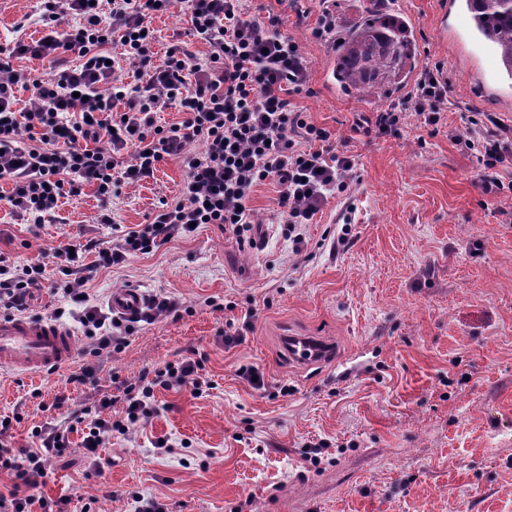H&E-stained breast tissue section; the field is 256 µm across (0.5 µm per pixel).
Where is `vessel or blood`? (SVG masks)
Instances as JSON below:
<instances>
[{
    "label": "vessel or blood",
    "mask_w": 512,
    "mask_h": 512,
    "mask_svg": "<svg viewBox=\"0 0 512 512\" xmlns=\"http://www.w3.org/2000/svg\"><path fill=\"white\" fill-rule=\"evenodd\" d=\"M143 298L140 290L128 288L113 292L109 305L113 313L129 317L141 308ZM288 353L293 361L309 365L330 357L332 351L323 342L293 337ZM75 356L74 332L66 324L46 318H0V370L40 375L68 365Z\"/></svg>",
    "instance_id": "vessel-or-blood-1"
}]
</instances>
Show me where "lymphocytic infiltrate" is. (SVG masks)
Returning a JSON list of instances; mask_svg holds the SVG:
<instances>
[{"mask_svg": "<svg viewBox=\"0 0 512 512\" xmlns=\"http://www.w3.org/2000/svg\"><path fill=\"white\" fill-rule=\"evenodd\" d=\"M180 3L191 26L190 39L208 45L198 55L188 41L166 51L154 64L153 17ZM45 30L36 40L18 36L0 46V180L8 182L12 214L30 224L56 220L62 200L93 187L100 202L98 223L112 221L111 203L123 184L154 178L169 160L181 163L180 195L161 201L145 224L122 230L112 246L94 239L54 252L65 281L63 295L75 306V319L91 356L121 353L139 323L181 318L189 307L155 295L131 317L105 318L87 285L98 272L151 253L192 224H218L246 242L254 228L250 206L259 185L275 184L276 203L289 240L302 245L304 229L330 198L346 191L354 159L331 141L329 130L295 110L290 95L309 85V63L282 30L280 15L251 13L248 0H41ZM120 54H110V46ZM51 58L39 78L14 69L16 59ZM30 91L18 107L17 88ZM181 112V121L159 125L160 112ZM411 109L424 125L438 127L448 109V82L441 67L421 73ZM512 128L479 118L469 121L457 144L477 154L485 169L484 192L500 191L492 171L503 160L502 141ZM95 253L85 262L86 253ZM45 266L0 255V316L30 311L41 290ZM200 359L187 356L137 382H119L125 417L106 416L111 397L89 405H67L68 421L34 427L35 449L14 448L12 422L0 419V472L15 477L0 492V512H67L69 497L44 496L46 462L63 457L70 435L81 430V446L97 460L113 433L145 422L156 411L154 389L187 388L199 394Z\"/></svg>", "mask_w": 512, "mask_h": 512, "instance_id": "lymphocytic-infiltrate-1", "label": "lymphocytic infiltrate"}]
</instances>
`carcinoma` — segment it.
Here are the masks:
<instances>
[{
  "instance_id": "carcinoma-1",
  "label": "carcinoma",
  "mask_w": 512,
  "mask_h": 512,
  "mask_svg": "<svg viewBox=\"0 0 512 512\" xmlns=\"http://www.w3.org/2000/svg\"><path fill=\"white\" fill-rule=\"evenodd\" d=\"M480 28L512 66V0H469ZM417 47L409 24L381 4L336 33L330 76L360 103H382L410 79Z\"/></svg>"
}]
</instances>
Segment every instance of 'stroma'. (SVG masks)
Segmentation results:
<instances>
[{
  "mask_svg": "<svg viewBox=\"0 0 512 512\" xmlns=\"http://www.w3.org/2000/svg\"><path fill=\"white\" fill-rule=\"evenodd\" d=\"M365 2H250L280 13L308 59L309 86L292 106L355 159L347 192L307 225L302 250L281 232L276 186L260 185L250 202L259 246L202 224L88 284L104 311L112 292L137 288L192 313L141 325L122 353L88 358L95 375L79 388L64 370L0 372V416L19 413L13 442L28 448L32 427L65 418L55 396L92 403L115 394L113 377L133 382L189 350L202 354L208 388L156 389V413L114 435L99 466L84 460L77 433L70 455L48 460L43 492L69 496L71 512H135L139 496L168 512H512V141L494 171L506 188L487 195L477 156L448 137L465 134L473 112L512 125V101L475 80L483 61L474 44L443 39L447 0H391L413 21L416 71L437 65L447 77L448 110L434 133L412 114L401 136L356 133L380 107L330 82V46L313 30L324 11L351 21ZM36 10V0H0V45L21 30L40 38ZM183 179L170 161L153 180L122 186L115 223H145ZM9 190L0 180V252L44 263L50 286L33 310L48 317L67 305L51 290L62 280L53 253L91 237L111 246L112 230L95 221L92 187L39 228L11 214ZM249 311L252 331L218 344L217 329ZM291 333L329 341L333 357L297 366L284 348ZM244 365L258 368L264 389L240 376Z\"/></svg>",
  "mask_w": 512,
  "mask_h": 512,
  "instance_id": "stroma-1",
  "label": "stroma"
}]
</instances>
